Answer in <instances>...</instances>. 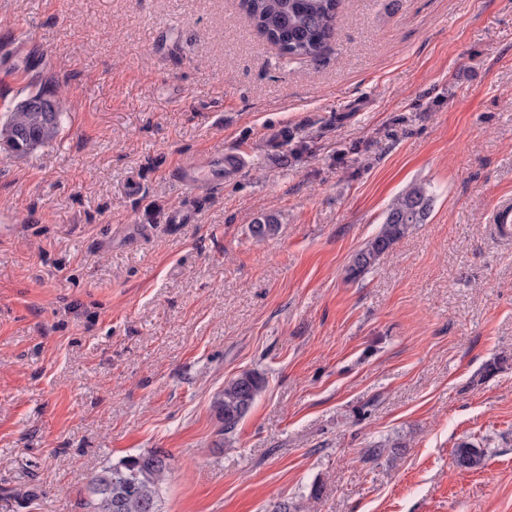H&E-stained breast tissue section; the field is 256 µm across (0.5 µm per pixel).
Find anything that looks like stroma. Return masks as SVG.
<instances>
[{
  "label": "stroma",
  "mask_w": 512,
  "mask_h": 512,
  "mask_svg": "<svg viewBox=\"0 0 512 512\" xmlns=\"http://www.w3.org/2000/svg\"><path fill=\"white\" fill-rule=\"evenodd\" d=\"M39 89L57 138L0 149V512H95L155 451L160 512H512V0H341L315 61L240 0H0V122ZM412 183L427 220L349 279ZM245 162L244 152L229 150L208 153L192 163H184L173 169L172 179L191 192L204 186L213 187L224 178L239 171ZM490 224H494L498 236L507 242L512 240V198L498 201L490 214ZM262 389V379L254 372H243L224 383L214 408L224 423V434L235 431ZM485 453L484 448H479L468 442L461 443L456 448V464L465 469L479 467L483 464Z\"/></svg>",
  "instance_id": "obj_1"
}]
</instances>
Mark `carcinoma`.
Returning <instances> with one entry per match:
<instances>
[{
  "label": "carcinoma",
  "instance_id": "1",
  "mask_svg": "<svg viewBox=\"0 0 512 512\" xmlns=\"http://www.w3.org/2000/svg\"><path fill=\"white\" fill-rule=\"evenodd\" d=\"M340 0H242L247 21L281 54L299 60L318 59L336 34ZM58 112H24L13 107L0 126V141L16 154L52 142L60 130L62 101ZM433 195L421 183L407 185L388 205L378 232L353 257L349 275L357 278L376 265L380 258L403 238L415 224L428 218ZM278 220L268 214L251 226L257 239L277 230ZM262 389V379L243 372L224 383L214 408L224 423V433L235 431ZM456 464L472 469L483 464L485 450L468 442L456 448ZM170 458L150 452L127 456L95 474L89 491L95 512H160L161 486L170 472Z\"/></svg>",
  "mask_w": 512,
  "mask_h": 512
}]
</instances>
